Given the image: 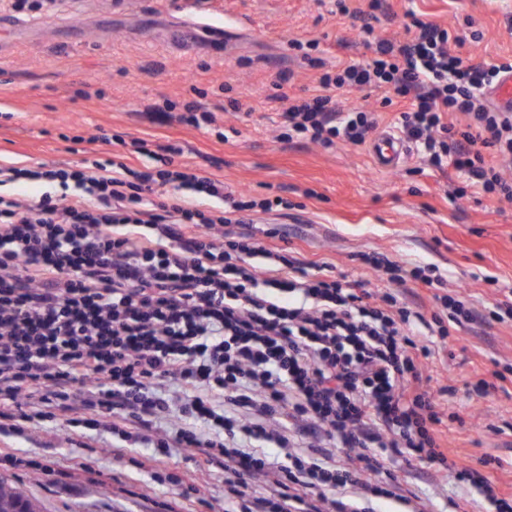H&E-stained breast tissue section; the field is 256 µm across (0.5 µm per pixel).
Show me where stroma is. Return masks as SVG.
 <instances>
[{
  "instance_id": "1",
  "label": "stroma",
  "mask_w": 512,
  "mask_h": 512,
  "mask_svg": "<svg viewBox=\"0 0 512 512\" xmlns=\"http://www.w3.org/2000/svg\"><path fill=\"white\" fill-rule=\"evenodd\" d=\"M0 0V165L78 167L84 159L118 152V139L179 144L183 161L223 179L225 191L280 195L287 214L256 213L261 229L285 231L289 247L331 266L335 276L377 290L385 283L356 260L380 252L438 267L449 291L486 313L512 287V202L484 195L464 173L428 166L410 152L402 168H376L367 145L281 140V106L271 94L311 92L319 72L301 66L290 41H316L314 56L350 62L368 55L359 40L360 14L369 0H63L58 12L21 15ZM375 22L380 38H403L404 13L456 30L462 56L494 63L512 58V0H388ZM196 17L223 28L222 39L185 27ZM293 77L279 82L278 76ZM207 91L219 133L167 123L148 111L163 100L183 103L193 88ZM91 97H83L86 89ZM251 112L229 110L230 100ZM467 196L450 200L455 185ZM495 284H488V277ZM512 372V323H467L427 361L432 387L453 386L442 397L443 435L452 457L477 464L501 461L487 474L512 490V384L477 397L485 370ZM70 409L28 424L23 436L0 434L22 465L0 462V478L36 498L43 512H163L181 501L184 512H226L224 470L203 455L176 451L159 470L144 468L152 451L116 448L105 430H73L85 416L82 384H73ZM502 434H495V427ZM404 490L428 498L432 512H486L480 497L461 490L426 464L395 463ZM205 476L199 493L166 482V474Z\"/></svg>"
}]
</instances>
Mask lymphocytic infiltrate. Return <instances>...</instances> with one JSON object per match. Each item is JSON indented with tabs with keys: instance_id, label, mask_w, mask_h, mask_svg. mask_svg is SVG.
I'll return each mask as SVG.
<instances>
[{
	"instance_id": "1",
	"label": "lymphocytic infiltrate",
	"mask_w": 512,
	"mask_h": 512,
	"mask_svg": "<svg viewBox=\"0 0 512 512\" xmlns=\"http://www.w3.org/2000/svg\"><path fill=\"white\" fill-rule=\"evenodd\" d=\"M361 36L371 54L339 67L310 59L318 87L289 101L283 126L324 148L363 144L376 111H342L338 89L384 92L424 160L453 167L484 194L512 200V113L486 94L512 61L467 63L444 25L407 10V36L383 39L387 14L370 0ZM162 165L136 171L95 160L75 170L0 168V186H43L24 202L0 193V433L23 434L44 408H66L86 384L89 417L120 441L181 448L224 467V495L238 512H373L385 498L428 512L405 495L391 467L415 460L476 492L491 512H512V493L441 447L440 399L424 375L432 350L419 328L449 333L475 320L470 303L433 294L431 313L401 303L398 287L442 283L438 268L365 254L388 287L370 292L316 271L266 241L274 230L234 235L246 211L288 208L282 197L243 199L182 163L175 144ZM167 188L155 197L156 188ZM171 428L156 433L157 422ZM323 446L299 450L303 425ZM283 459L246 451L249 441ZM343 448L336 464L329 449ZM262 477L263 490L250 481Z\"/></svg>"
}]
</instances>
